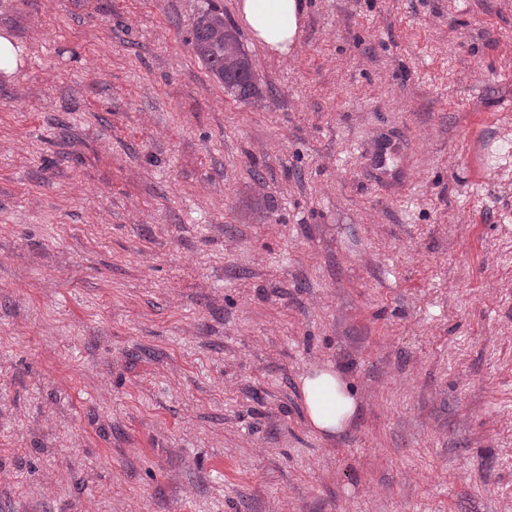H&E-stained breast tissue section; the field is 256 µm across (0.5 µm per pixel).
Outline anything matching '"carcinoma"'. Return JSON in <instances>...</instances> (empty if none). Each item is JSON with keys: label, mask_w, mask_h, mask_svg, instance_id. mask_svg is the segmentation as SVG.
<instances>
[{"label": "carcinoma", "mask_w": 512, "mask_h": 512, "mask_svg": "<svg viewBox=\"0 0 512 512\" xmlns=\"http://www.w3.org/2000/svg\"><path fill=\"white\" fill-rule=\"evenodd\" d=\"M193 50L200 62L237 101L256 105L264 99L253 64L237 32L214 8L200 11L193 23Z\"/></svg>", "instance_id": "1"}]
</instances>
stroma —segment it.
Wrapping results in <instances>:
<instances>
[{
	"mask_svg": "<svg viewBox=\"0 0 512 512\" xmlns=\"http://www.w3.org/2000/svg\"><path fill=\"white\" fill-rule=\"evenodd\" d=\"M305 2L0 0V512H512V0ZM237 9L258 44L281 56L292 51L303 17L302 0H238ZM193 50L200 62L237 101L258 105L265 95L237 32L214 8L201 10L193 23ZM20 57L11 38L0 35V74L13 75L19 66ZM307 425L317 434L342 433L351 424L358 401L349 384L329 363L300 378Z\"/></svg>",
	"mask_w": 512,
	"mask_h": 512,
	"instance_id": "35a3bbf8",
	"label": "stroma"
}]
</instances>
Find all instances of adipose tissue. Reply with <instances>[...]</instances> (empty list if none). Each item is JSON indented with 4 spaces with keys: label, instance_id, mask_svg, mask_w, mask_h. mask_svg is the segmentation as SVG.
Segmentation results:
<instances>
[{
    "label": "adipose tissue",
    "instance_id": "adipose-tissue-1",
    "mask_svg": "<svg viewBox=\"0 0 512 512\" xmlns=\"http://www.w3.org/2000/svg\"><path fill=\"white\" fill-rule=\"evenodd\" d=\"M237 9L258 44L282 56L291 52L303 17V0H238ZM300 388L306 422L314 432L334 435L349 427L358 401L331 364L314 367L301 377Z\"/></svg>",
    "mask_w": 512,
    "mask_h": 512
}]
</instances>
